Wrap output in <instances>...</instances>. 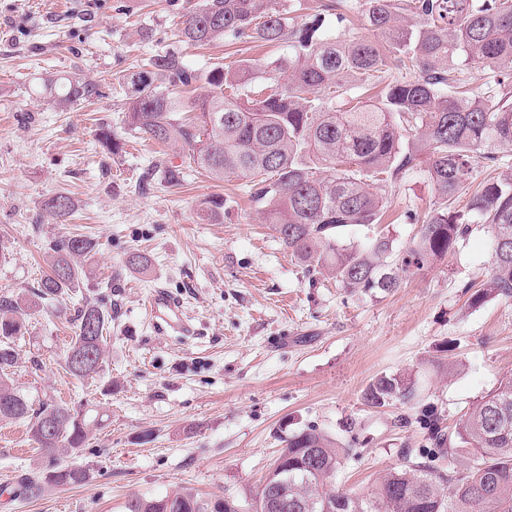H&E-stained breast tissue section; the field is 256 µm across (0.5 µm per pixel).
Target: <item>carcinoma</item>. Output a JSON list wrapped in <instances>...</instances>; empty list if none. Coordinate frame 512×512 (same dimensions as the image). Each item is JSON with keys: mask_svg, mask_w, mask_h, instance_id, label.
I'll return each instance as SVG.
<instances>
[{"mask_svg": "<svg viewBox=\"0 0 512 512\" xmlns=\"http://www.w3.org/2000/svg\"><path fill=\"white\" fill-rule=\"evenodd\" d=\"M370 37L347 32L322 38L320 21L301 20L282 0H200L181 29L182 42L206 45L234 40L288 43V59L267 65L242 62L234 68L189 69L174 51L152 56L124 76L128 130L161 144H182L188 166L215 181L231 175L250 184L253 201L292 255L308 269L326 271L345 288L393 292L402 274L441 259L470 231L474 218L487 223L494 239L489 288L512 299V182L488 179L466 210L452 203L467 187L474 165L498 161L496 149L512 145V0H362ZM405 72L389 78L392 70ZM488 75L468 88L467 73ZM205 93L185 102L194 84ZM60 105L97 94L79 74L47 85ZM98 142L109 153L120 145L108 126ZM422 168L434 192V208L403 254L376 237L343 247L336 235L351 224L381 223L385 201L372 184L396 185ZM185 166L164 159L142 182L179 186ZM43 208L64 221L73 202L63 193ZM199 218L224 222V198L205 201ZM95 242L72 236L51 247L50 271L38 296L57 299L78 287ZM28 301L0 297V420L24 421L49 454L48 464L20 481L21 494L40 497L49 488L79 486L90 469L69 458L89 440L82 410L44 402L35 409L11 383L18 363V314ZM112 313L87 303L75 319L65 358L72 376L102 371L104 342ZM87 356L82 366L77 355ZM412 384L381 376L364 393L366 405H406ZM417 422L432 448L422 461L405 459L367 496L340 493L332 480L341 464L336 442L314 426L283 440V474L268 473L251 501L184 490L155 498L135 497L126 512H277L285 496L310 504L306 512H512V377L485 396L447 432L439 415L424 411ZM470 448L472 465L445 470L438 462Z\"/></svg>", "mask_w": 512, "mask_h": 512, "instance_id": "cac0c4a2", "label": "carcinoma"}]
</instances>
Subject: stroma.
Masks as SVG:
<instances>
[{
  "label": "stroma",
  "instance_id": "obj_1",
  "mask_svg": "<svg viewBox=\"0 0 512 512\" xmlns=\"http://www.w3.org/2000/svg\"><path fill=\"white\" fill-rule=\"evenodd\" d=\"M195 0H0V295L22 294L20 360L14 386L31 401L51 397L86 412L89 445L74 455L88 483L21 495V475L45 453L25 423L0 422V512H125L133 497L189 488L200 497H250L260 489L283 437L313 425L349 445L336 490L364 495L428 447L415 418L435 409L446 429L512 376V299L486 292L470 303L466 283L484 289L493 239L482 222L447 257L412 269L396 291L344 288L309 273L265 224L244 180L195 174L183 186L142 190L139 176L161 158L180 160V143L161 146L129 133L124 74L152 55L178 52L188 68L287 55V44L227 39L203 46L178 31ZM331 0H301L323 19L321 32L366 34L361 8L337 22ZM99 94L62 107L41 82L70 73ZM123 141L103 154L100 126ZM393 223L353 224L340 241L382 235L409 247L434 203L420 170L396 188L378 186ZM74 204L67 223L44 210L55 193ZM224 198V221L197 212ZM96 248L72 297L35 298L49 271L50 246L69 236ZM138 251L141 273L127 263ZM162 288L182 303L191 327L159 328L145 305ZM112 311L103 374L80 382L64 368L84 302ZM383 375L415 382L407 405L372 408L363 394Z\"/></svg>",
  "mask_w": 512,
  "mask_h": 512
}]
</instances>
